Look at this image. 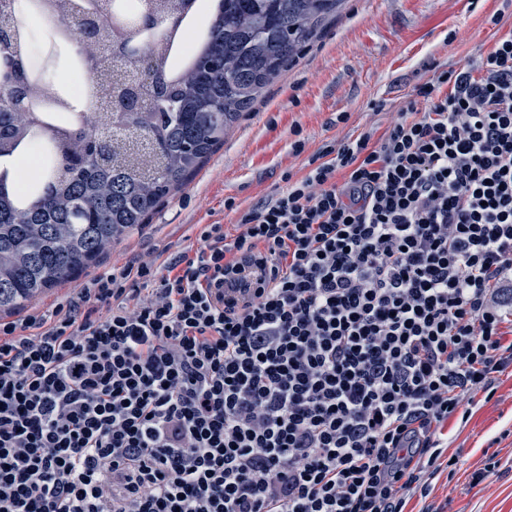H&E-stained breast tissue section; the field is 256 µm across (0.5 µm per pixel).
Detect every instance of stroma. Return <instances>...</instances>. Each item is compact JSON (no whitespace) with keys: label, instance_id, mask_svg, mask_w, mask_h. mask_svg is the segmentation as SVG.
Masks as SVG:
<instances>
[{"label":"stroma","instance_id":"obj_1","mask_svg":"<svg viewBox=\"0 0 512 512\" xmlns=\"http://www.w3.org/2000/svg\"><path fill=\"white\" fill-rule=\"evenodd\" d=\"M512 29L505 0H343L300 57L268 85L233 125L221 146L180 191L142 225L116 242L78 278L63 282L24 307L4 313L12 321L51 313L80 282L150 252L153 244L181 250L202 225L239 233L241 211L301 177L309 156L334 138L386 130L434 66L476 64L494 40L489 22ZM347 122H339V115ZM305 144L294 154L295 140ZM448 454L456 463L437 481L430 499L447 512H512V371L497 375L494 395L471 408L467 422L448 421ZM497 455L500 476L472 485L474 472Z\"/></svg>","mask_w":512,"mask_h":512}]
</instances>
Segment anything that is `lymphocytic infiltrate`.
Returning <instances> with one entry per match:
<instances>
[{
    "instance_id": "lymphocytic-infiltrate-1",
    "label": "lymphocytic infiltrate",
    "mask_w": 512,
    "mask_h": 512,
    "mask_svg": "<svg viewBox=\"0 0 512 512\" xmlns=\"http://www.w3.org/2000/svg\"><path fill=\"white\" fill-rule=\"evenodd\" d=\"M308 167L0 321V512H442L443 430L512 368V30Z\"/></svg>"
}]
</instances>
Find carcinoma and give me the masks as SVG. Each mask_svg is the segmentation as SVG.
I'll use <instances>...</instances> for the list:
<instances>
[{
  "label": "carcinoma",
  "instance_id": "carcinoma-1",
  "mask_svg": "<svg viewBox=\"0 0 512 512\" xmlns=\"http://www.w3.org/2000/svg\"><path fill=\"white\" fill-rule=\"evenodd\" d=\"M197 0H122L126 35L141 38L147 21L165 22L137 55L125 52L103 17V0H65L59 20L85 28L78 52L93 67L99 92L112 91V137L96 114L70 117L58 130L48 112L10 111L0 95V311H13L74 278L196 172L260 92L288 68L336 15L343 0H219L204 39L178 42ZM22 18L0 6V27L12 31L0 53L22 57ZM112 46L114 66L101 48ZM148 72L136 85L116 67ZM41 135L48 165L27 186L9 161Z\"/></svg>",
  "mask_w": 512,
  "mask_h": 512
}]
</instances>
